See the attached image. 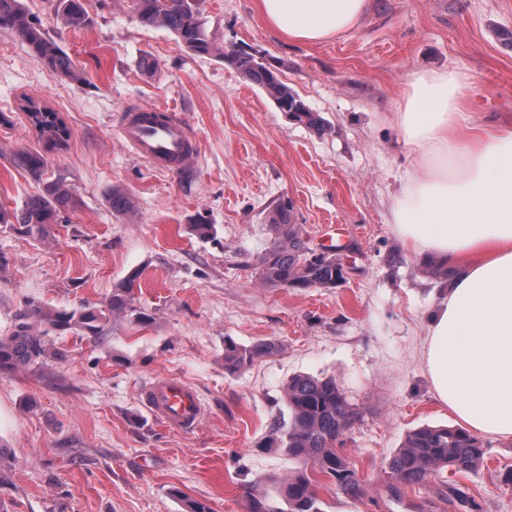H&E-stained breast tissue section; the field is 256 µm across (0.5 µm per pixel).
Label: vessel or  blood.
I'll return each mask as SVG.
<instances>
[{
  "label": "vessel or blood",
  "mask_w": 512,
  "mask_h": 512,
  "mask_svg": "<svg viewBox=\"0 0 512 512\" xmlns=\"http://www.w3.org/2000/svg\"><path fill=\"white\" fill-rule=\"evenodd\" d=\"M120 134L139 157L160 170L179 171L196 153V138L179 115L161 114L151 106L125 113ZM144 402L152 417L178 432L195 430L204 414L191 387L175 378L155 381Z\"/></svg>",
  "instance_id": "obj_1"
}]
</instances>
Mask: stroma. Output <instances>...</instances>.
<instances>
[{
  "mask_svg": "<svg viewBox=\"0 0 512 512\" xmlns=\"http://www.w3.org/2000/svg\"><path fill=\"white\" fill-rule=\"evenodd\" d=\"M84 68L68 84L0 30V207L17 209L40 185L14 162L39 142L21 109L31 97L60 113L70 137L47 153L81 205L40 242L0 225V336L35 299L58 308L104 303L134 270L133 305L150 315L111 318L101 335L60 338L62 360L0 372V512H247L262 491L280 507V481L295 463L267 448L287 430L283 387L292 376H332L360 417L340 452L365 497H347L310 469L324 512H411L444 484H458L470 512H512V439H483V466L442 471L381 501L390 456L423 425H454L434 398L422 361L427 312L442 276L407 253L386 217L407 160L392 122L416 72H459L467 122L512 117V0H370L343 38L291 42L264 21L258 0H204L217 45L253 56L323 120L315 129L278 109L219 55L196 56L162 28L143 26L135 0H85L86 27H64L54 0H23ZM157 61L143 73V54ZM137 105L177 112L197 139L187 170L160 171L119 132ZM134 199L114 215L113 188ZM291 202L311 247L334 245L348 268L334 288H276L257 275L273 235L269 218ZM211 224L201 237L191 226ZM278 342V354L240 372L224 368V340ZM196 392L205 415L193 432L145 410L157 379Z\"/></svg>",
  "mask_w": 512,
  "mask_h": 512,
  "instance_id": "35a3bbf8",
  "label": "stroma"
}]
</instances>
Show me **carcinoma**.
Masks as SVG:
<instances>
[{"label":"carcinoma","instance_id":"1","mask_svg":"<svg viewBox=\"0 0 512 512\" xmlns=\"http://www.w3.org/2000/svg\"><path fill=\"white\" fill-rule=\"evenodd\" d=\"M202 0H136L139 21L145 26L163 27L197 56L210 55L216 46L207 33L202 17ZM56 12L62 24L71 29L87 25L84 0H56ZM0 30H10L24 41L34 60L62 78L82 84L84 69L59 47L41 24L29 15L23 0H0ZM222 58L235 65L243 77L265 90L277 107H288L290 116L310 127L321 125V119L303 100L279 80L276 73L251 56H240L233 50ZM27 99L23 107L27 120L37 136L52 146L63 148L69 137L67 125L59 113L50 108L34 111ZM14 162L41 183L39 193L27 198L19 209L0 207V224L18 228L35 240L51 236L61 214L74 211L80 200L61 176H47V159L38 150H20ZM112 213L123 216L133 209L129 193L112 189L109 198ZM273 241L258 264L260 280L278 288H334L341 282V266L334 260L313 256L314 249L304 239L301 227L292 223V205L282 202L271 218ZM140 277L134 271L126 278L120 292L103 305L84 304L74 309H57L45 302L29 300L15 315L14 329L0 336V369L17 371L35 364H46L63 358L55 337L68 331L98 336L113 315L132 313L133 290ZM278 345L260 339L241 346L231 339L224 341V367L230 372L242 371L255 360L274 355ZM290 422L286 434L272 432L269 448H283L298 467L282 487L284 508L276 511L267 506L266 498L250 497L248 512H323L320 500L307 472L313 463L321 473L335 479L347 496L359 499L364 488L357 469L338 450L344 434L359 418V412L332 377L295 376L285 389ZM484 463L481 442L456 426H422L407 434L400 448L387 463L393 482L387 484L389 497L399 498L400 487H424L444 469L457 472L476 471ZM441 499L466 510L469 497L454 484L441 492Z\"/></svg>","mask_w":512,"mask_h":512}]
</instances>
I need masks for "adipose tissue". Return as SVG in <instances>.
Here are the masks:
<instances>
[{"label": "adipose tissue", "mask_w": 512, "mask_h": 512, "mask_svg": "<svg viewBox=\"0 0 512 512\" xmlns=\"http://www.w3.org/2000/svg\"><path fill=\"white\" fill-rule=\"evenodd\" d=\"M292 42L342 38L369 0H260ZM455 72L413 75L392 120L410 156L388 214L405 249L448 271L423 363L436 399L471 434L512 439V124L472 127Z\"/></svg>", "instance_id": "1"}]
</instances>
